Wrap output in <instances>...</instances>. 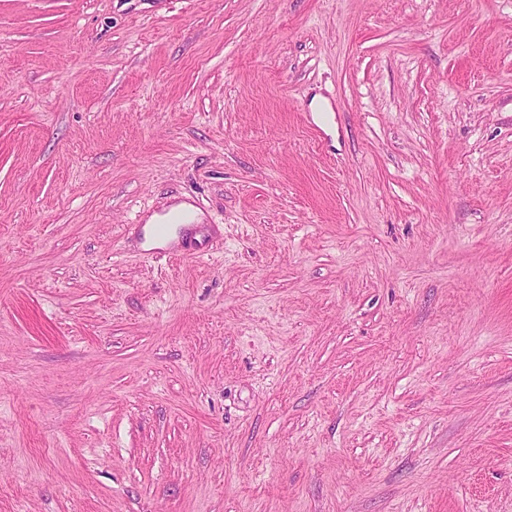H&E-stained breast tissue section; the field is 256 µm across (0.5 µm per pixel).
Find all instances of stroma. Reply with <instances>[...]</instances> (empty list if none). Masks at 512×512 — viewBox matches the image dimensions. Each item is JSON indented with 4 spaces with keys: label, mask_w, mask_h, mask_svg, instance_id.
Segmentation results:
<instances>
[{
    "label": "stroma",
    "mask_w": 512,
    "mask_h": 512,
    "mask_svg": "<svg viewBox=\"0 0 512 512\" xmlns=\"http://www.w3.org/2000/svg\"><path fill=\"white\" fill-rule=\"evenodd\" d=\"M0 512H512V0H0Z\"/></svg>",
    "instance_id": "1"
}]
</instances>
